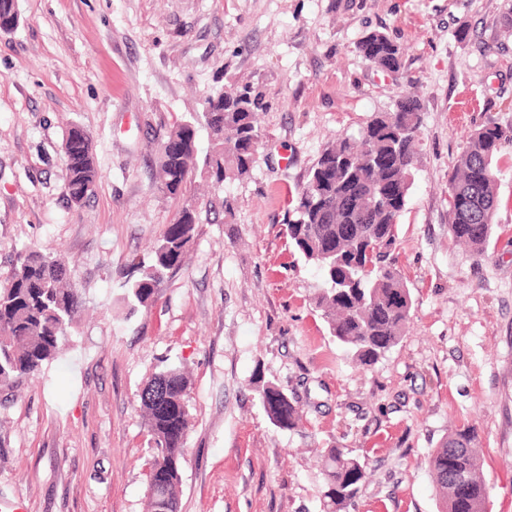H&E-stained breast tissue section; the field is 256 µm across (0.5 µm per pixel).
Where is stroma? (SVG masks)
<instances>
[{
    "label": "stroma",
    "instance_id": "1",
    "mask_svg": "<svg viewBox=\"0 0 512 512\" xmlns=\"http://www.w3.org/2000/svg\"><path fill=\"white\" fill-rule=\"evenodd\" d=\"M506 0H18L0 33V280L16 248L70 261L85 311L63 355L0 391V501L27 512H145L148 443L137 395L186 367L191 426L180 512H323L320 451L365 460L350 512H439L428 458L472 424L489 512H512V146L493 162L498 205L484 254L448 229V174L487 117L512 119ZM389 33L403 75L357 41ZM250 85L261 146L250 174L180 198L157 190L156 147L204 91ZM415 89L422 150L395 265L414 307L401 342L353 361L315 307L321 272L285 235L289 195L329 142ZM93 138L98 186L64 190L62 140ZM197 206L187 263L127 314L121 275L174 213ZM297 396L271 424L254 372Z\"/></svg>",
    "mask_w": 512,
    "mask_h": 512
}]
</instances>
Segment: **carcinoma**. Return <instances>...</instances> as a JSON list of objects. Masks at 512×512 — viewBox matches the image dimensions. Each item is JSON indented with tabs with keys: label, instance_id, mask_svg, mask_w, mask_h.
<instances>
[{
	"label": "carcinoma",
	"instance_id": "1",
	"mask_svg": "<svg viewBox=\"0 0 512 512\" xmlns=\"http://www.w3.org/2000/svg\"><path fill=\"white\" fill-rule=\"evenodd\" d=\"M19 24L17 0H0V32ZM357 50L383 72L402 74L403 51L384 31H371ZM202 111L168 128L158 147V190L177 198L195 172L216 186L241 179L253 167V146L260 142L256 124L257 96L244 85L203 93ZM208 130L211 148L197 160V125ZM422 106L417 96L403 94L392 110L375 113L358 137H343L326 146L306 181L289 199L286 235L289 244L322 273L326 287L316 298L330 336L360 364L369 366L406 336L413 308L410 288L392 261L396 224L406 208L413 169L420 152L418 131ZM512 144V122L489 117L468 138L449 177L448 227L453 238L479 253L492 238L497 206L492 163L501 148ZM65 190L80 207L100 179L91 138L73 124L63 137ZM199 215L191 204L175 214L146 259H132L123 273L128 310L154 301L157 285L184 264L196 235ZM83 308V297L71 279L67 260L31 244L16 250L6 281L0 285V385L12 387L36 375L67 343ZM253 381L270 422L293 430L301 421L297 401L256 371ZM190 378L181 367L151 375L138 394V405L157 455L147 470L146 512H160L155 481H162L179 502L178 486L191 417ZM477 428L462 425L448 434L429 456L442 512H487L489 487ZM326 512H348L366 478L365 461L344 448L323 450ZM466 475L462 486L451 477Z\"/></svg>",
	"mask_w": 512,
	"mask_h": 512
}]
</instances>
